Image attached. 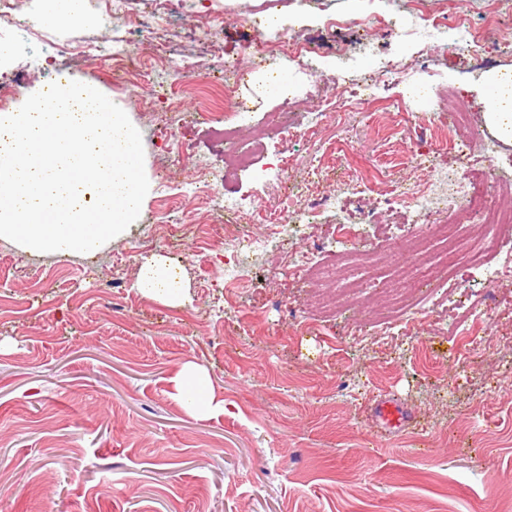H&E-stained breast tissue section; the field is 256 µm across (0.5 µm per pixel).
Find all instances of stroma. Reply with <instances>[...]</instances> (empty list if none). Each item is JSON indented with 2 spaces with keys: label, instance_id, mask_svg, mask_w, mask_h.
Segmentation results:
<instances>
[{
  "label": "stroma",
  "instance_id": "1",
  "mask_svg": "<svg viewBox=\"0 0 512 512\" xmlns=\"http://www.w3.org/2000/svg\"><path fill=\"white\" fill-rule=\"evenodd\" d=\"M189 5L191 14L143 33L123 9L104 31L95 12L47 25L49 0L28 5L35 36L68 47L64 65L74 80L128 102L155 180L144 209L149 223L95 254L56 260L0 243V512H512V321L499 312L512 303V281L466 270L421 297L422 313L400 324L399 341H356L353 323L378 319L377 284L354 295V310L322 312L312 300L336 292L337 282L286 275L278 238L267 236L262 254L244 261L240 285L225 287L224 217L195 172L203 158L218 171L228 163L211 85L225 60L239 59L246 71L237 92L259 125L273 124L285 108L264 78L292 73L296 122L323 110L330 119L309 137L268 140L219 191L308 214L293 247L316 269L340 264L326 238L339 216L313 209V201L340 196L375 209L390 237L365 245L385 258L382 274L390 276L391 243L406 234L407 221L389 216L376 196L422 188L426 168L454 162L443 145L449 110L470 116L471 163L512 178V144H499L489 160L481 153L491 135L486 105L469 90L478 70L444 50V29L433 41L378 34L375 55L353 43L341 54L313 55L308 67L281 47L322 35L330 17L385 10L397 25L409 24V0ZM250 8L284 15L262 66L244 53L250 33L240 19ZM423 8L447 11L449 23L481 48L503 36L501 22L512 16V0H425ZM203 17L222 53L194 41ZM159 37L174 44V61L155 55ZM105 39L133 43L128 75L114 76L83 53ZM385 62L395 74L381 71ZM173 64L190 72L170 113L142 76L168 80ZM53 69L35 49L0 64V81L19 70L30 75L13 108ZM369 78L380 86V102L344 110L342 91L361 93ZM281 154L286 182L262 186L258 174ZM191 182L196 192L184 193ZM363 183L374 191L362 199ZM155 254L187 280L184 304L162 305L134 288L140 263ZM462 293L480 309L470 319L484 338L477 347L454 334L446 313L449 298ZM188 362L207 372L220 409L201 416L178 403L176 377ZM379 396L406 413L401 429L383 428L372 409Z\"/></svg>",
  "mask_w": 512,
  "mask_h": 512
}]
</instances>
